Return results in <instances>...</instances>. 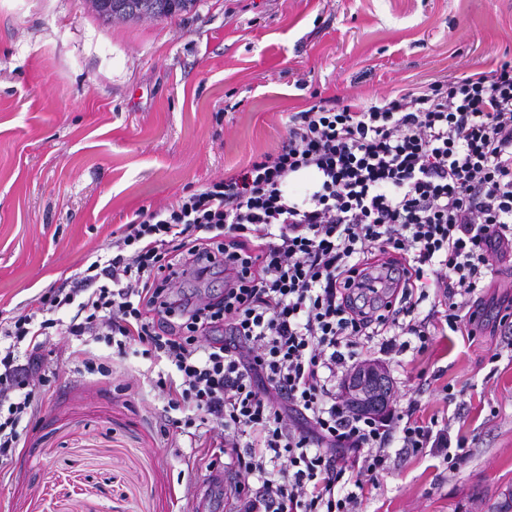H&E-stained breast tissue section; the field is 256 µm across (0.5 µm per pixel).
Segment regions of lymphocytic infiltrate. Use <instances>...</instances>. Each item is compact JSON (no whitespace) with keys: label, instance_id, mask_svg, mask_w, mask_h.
<instances>
[{"label":"lymphocytic infiltrate","instance_id":"f902f5d3","mask_svg":"<svg viewBox=\"0 0 512 512\" xmlns=\"http://www.w3.org/2000/svg\"><path fill=\"white\" fill-rule=\"evenodd\" d=\"M308 175L304 197L290 195ZM512 251V64L368 104L291 113L281 148L237 174L139 209L105 254L0 323V461L41 406L50 337L163 354L156 387L197 413L234 470V512H361L392 446L456 469L448 423L351 412L336 382L364 343L423 352L482 311ZM223 273L182 297L179 279ZM437 310L418 319L417 294Z\"/></svg>","mask_w":512,"mask_h":512}]
</instances>
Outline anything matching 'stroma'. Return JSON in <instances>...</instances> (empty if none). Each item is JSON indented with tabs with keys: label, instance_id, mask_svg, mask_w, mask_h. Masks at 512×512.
Segmentation results:
<instances>
[{
	"label": "stroma",
	"instance_id": "35a3bbf8",
	"mask_svg": "<svg viewBox=\"0 0 512 512\" xmlns=\"http://www.w3.org/2000/svg\"><path fill=\"white\" fill-rule=\"evenodd\" d=\"M512 62V0H198L107 23L90 0H0V320L82 271L140 208L276 153L287 115ZM110 369L90 374L75 349ZM0 512H181L211 451L172 425L166 361L56 336ZM381 361L389 410L451 419L467 456L394 457L362 512H512V346L490 324Z\"/></svg>",
	"mask_w": 512,
	"mask_h": 512
}]
</instances>
